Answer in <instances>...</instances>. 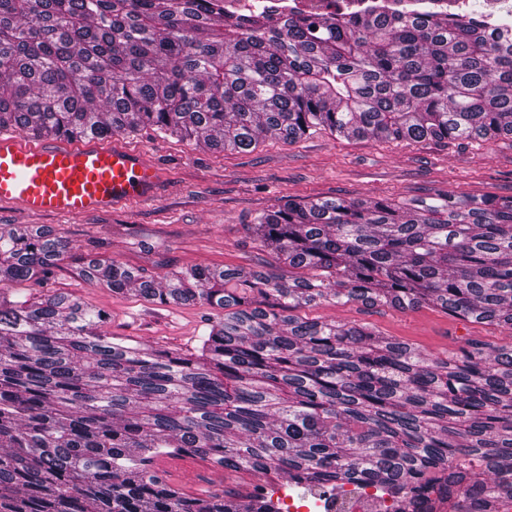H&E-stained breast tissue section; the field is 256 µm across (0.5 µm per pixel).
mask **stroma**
Wrapping results in <instances>:
<instances>
[{"instance_id":"obj_1","label":"stroma","mask_w":512,"mask_h":512,"mask_svg":"<svg viewBox=\"0 0 512 512\" xmlns=\"http://www.w3.org/2000/svg\"><path fill=\"white\" fill-rule=\"evenodd\" d=\"M114 139L165 168L168 179L158 202L79 218L33 215L1 204L0 225L41 226L67 238L75 254L160 274L171 265L256 271L264 269L267 256L249 244L244 226L287 198H425L439 191L512 196V139L507 137L479 145L347 139L318 131L290 145L270 136L250 152L222 151L150 130L118 133ZM21 292L75 295L108 312L110 335L148 336L153 345L171 348L195 343L212 316L200 305H149L114 295L72 276L65 264L47 286L25 283ZM302 313L323 322H365L382 337L404 340L436 357L457 351L465 336L512 345V331L466 324L437 308L397 311L323 302Z\"/></svg>"}]
</instances>
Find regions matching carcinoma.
<instances>
[{
  "label": "carcinoma",
  "instance_id": "1",
  "mask_svg": "<svg viewBox=\"0 0 512 512\" xmlns=\"http://www.w3.org/2000/svg\"><path fill=\"white\" fill-rule=\"evenodd\" d=\"M68 140L151 129L222 150L317 132L363 140L512 137V30L460 13H291L220 0H0V130ZM246 231L288 266L162 275L0 229V512H280L264 489L187 495L154 469L191 456L304 492L374 487L398 512H502L512 490V346L432 358L317 302L434 306L512 330V196L322 199ZM74 274L146 303L217 311L198 344L106 334Z\"/></svg>",
  "mask_w": 512,
  "mask_h": 512
}]
</instances>
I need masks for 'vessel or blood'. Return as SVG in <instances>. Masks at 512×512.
<instances>
[{"mask_svg":"<svg viewBox=\"0 0 512 512\" xmlns=\"http://www.w3.org/2000/svg\"><path fill=\"white\" fill-rule=\"evenodd\" d=\"M165 184L157 162L115 142L36 143L0 134V204L27 213L75 218L153 204Z\"/></svg>","mask_w":512,"mask_h":512,"instance_id":"obj_1","label":"vessel or blood"}]
</instances>
